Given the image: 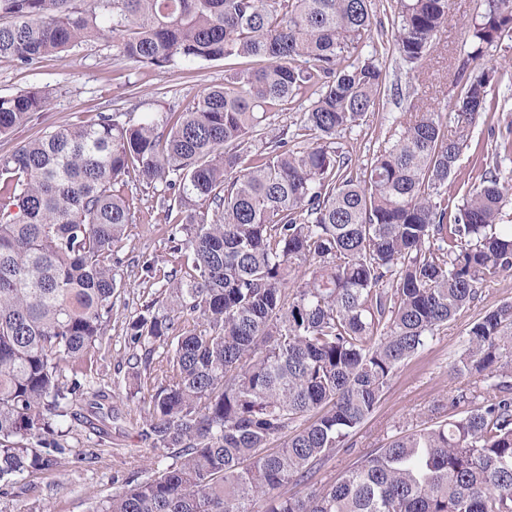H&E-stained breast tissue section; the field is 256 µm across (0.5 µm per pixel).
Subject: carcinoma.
Segmentation results:
<instances>
[{
    "label": "carcinoma",
    "mask_w": 512,
    "mask_h": 512,
    "mask_svg": "<svg viewBox=\"0 0 512 512\" xmlns=\"http://www.w3.org/2000/svg\"><path fill=\"white\" fill-rule=\"evenodd\" d=\"M373 0H0V57L32 65L88 38L156 68L224 60L196 111L167 133L102 113L0 155V494L68 455L56 425L99 416L86 388L118 288L113 248L133 215L129 169L182 215L189 280L129 330L145 375L141 439L172 462L91 512H512V302L470 323L455 369L483 385L445 423L393 437L305 496L297 483L348 447L395 369L512 271V184L496 159L461 202L448 179L486 111L471 64L512 41V0H482L458 61L453 120L421 108L365 164L336 147L375 110L385 71ZM449 0H399L392 50H435ZM308 105L303 147L261 142L269 112ZM38 90L0 97V135L44 111ZM308 278L290 287L297 269ZM166 349L156 353V343Z\"/></svg>",
    "instance_id": "obj_1"
}]
</instances>
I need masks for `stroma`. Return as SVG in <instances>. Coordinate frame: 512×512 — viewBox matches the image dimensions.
<instances>
[{
	"label": "stroma",
	"mask_w": 512,
	"mask_h": 512,
	"mask_svg": "<svg viewBox=\"0 0 512 512\" xmlns=\"http://www.w3.org/2000/svg\"><path fill=\"white\" fill-rule=\"evenodd\" d=\"M479 10L480 0H450L448 21L438 35V52L418 70H411L395 56H383L385 92L362 125L338 136L343 152L356 163H366L378 142L408 121L421 100L431 98L442 105L454 102L458 93L454 68L469 50L466 26ZM475 67L494 75L491 109L480 118L469 148L448 181V193L457 199L479 184L486 160L503 152L500 133L512 124V49L488 48ZM225 74L221 61L168 69L122 63L113 58L111 41L104 39L78 43L30 66L0 58V96L41 90L51 99L48 110L10 135L0 136V155L54 128L90 123L102 112L125 113L134 124L149 118L165 120L169 113L194 109L205 89L222 83ZM121 192L130 203L133 222L118 246L120 288L113 298L101 356L88 373L91 383L111 390L112 399L103 401L102 407L115 409L120 419L112 425L111 439L101 444L81 421L66 418L61 442L71 448V456L54 470L16 476L7 494L0 495V512H89L93 497L119 490L128 473L151 472L170 462L165 451L149 447L137 435L143 408L132 392L143 368L127 361L128 328L144 314L149 302L173 286L172 275L181 269L173 246L175 240L184 239L185 232L181 225L166 220L158 189L130 175ZM147 261L155 267L154 277H147L142 269ZM506 301H512V273L488 283L475 307L450 321L425 349L401 364L374 413L352 435L351 447L322 464L310 481L289 484V491L304 492L333 482L394 435L426 421L454 416L448 398L469 382L467 376L453 371L466 329L471 321Z\"/></svg>",
	"instance_id": "obj_1"
}]
</instances>
